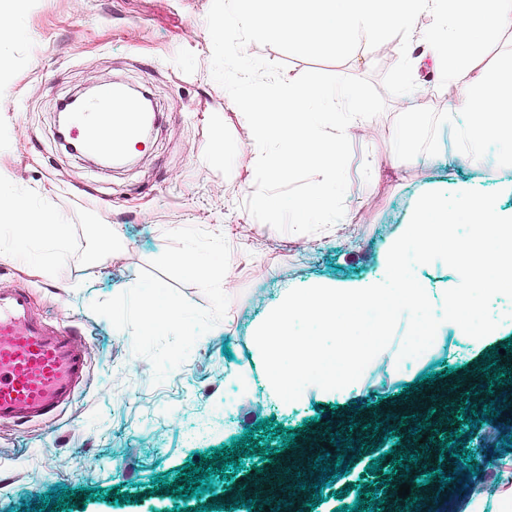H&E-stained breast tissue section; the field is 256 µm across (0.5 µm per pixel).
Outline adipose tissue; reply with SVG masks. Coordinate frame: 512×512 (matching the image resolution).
<instances>
[{
  "mask_svg": "<svg viewBox=\"0 0 512 512\" xmlns=\"http://www.w3.org/2000/svg\"><path fill=\"white\" fill-rule=\"evenodd\" d=\"M458 106L449 113L441 139L448 142L449 155L470 165L490 162L512 166V59L487 73L474 85L456 90ZM0 224L15 230L36 228L48 250L59 251L67 226L53 213L30 218L19 201H0Z\"/></svg>",
  "mask_w": 512,
  "mask_h": 512,
  "instance_id": "obj_1",
  "label": "adipose tissue"
}]
</instances>
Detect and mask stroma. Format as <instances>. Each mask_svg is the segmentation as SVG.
Wrapping results in <instances>:
<instances>
[{
  "mask_svg": "<svg viewBox=\"0 0 512 512\" xmlns=\"http://www.w3.org/2000/svg\"><path fill=\"white\" fill-rule=\"evenodd\" d=\"M211 0H27L16 33L0 38L10 77L0 86V197L26 198L31 212L49 210L67 224L66 244L46 256L39 240L0 231V287L25 288L32 308L55 325H70L89 352L86 374L71 403L48 419L23 428L0 425V512H22L47 492L73 491V512H172L174 507L232 504V491L256 478L253 458L229 480L213 476V493L179 499L154 491L152 482L178 476L206 450L231 445L259 420L275 418L300 440L348 430L361 413L401 418L406 428L430 422L440 437L457 431L468 452L487 459L477 481L500 493L483 512H501L512 502V337L471 345L444 336L427 354L411 359L396 379L368 372L351 392L313 393L285 407L270 400L262 372L249 394L229 393L215 373L221 365L255 358L253 333L278 303L282 288L331 279L369 277L385 244L407 223L427 191L498 192L500 207H512V168L471 167L449 161L435 148L439 124L455 108L443 98L431 58L413 73L416 98L386 99L374 118L381 134L352 132L356 155L374 163L370 180L356 178L344 218L331 228L296 239L254 219L244 204L255 190L250 166L251 131L228 93L211 77L212 43L206 24ZM248 54L285 65L296 77L308 70L370 79L381 84L400 54L359 47L346 61L316 62L271 46L248 45ZM120 80L148 91L159 119L146 145L125 168L105 171L69 153L56 137L57 105L87 86ZM107 225L120 233L112 250H101L95 232ZM196 226L222 233L231 248L225 276L232 285L225 319L202 334L187 359L156 381L151 361L133 351V339L89 305L131 288L141 270L168 245L166 231ZM52 260L53 271L37 267ZM501 376L497 387L489 380ZM425 394V407L411 410L407 386ZM498 414L466 433L461 407ZM161 439H153L154 431ZM395 455L441 458L454 466L438 440L383 439L365 429L354 442L339 439L351 459L349 473L321 492H308L315 512L354 505L358 490L373 492L391 476L390 461L365 471L380 445ZM41 472L31 482L29 469ZM136 495L133 503L86 500L88 488ZM408 512H470L461 483L429 486Z\"/></svg>",
  "mask_w": 512,
  "mask_h": 512,
  "instance_id": "35a3bbf8",
  "label": "stroma"
}]
</instances>
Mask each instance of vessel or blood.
Instances as JSON below:
<instances>
[{"label": "vessel or blood", "mask_w": 512, "mask_h": 512, "mask_svg": "<svg viewBox=\"0 0 512 512\" xmlns=\"http://www.w3.org/2000/svg\"><path fill=\"white\" fill-rule=\"evenodd\" d=\"M106 99L117 136L80 123L68 134L88 151L120 156L127 140L139 137L142 114L120 91H109ZM87 364L88 352L74 329L36 317L27 290L0 288V424L22 426L55 414L73 399Z\"/></svg>", "instance_id": "b4317fda"}]
</instances>
